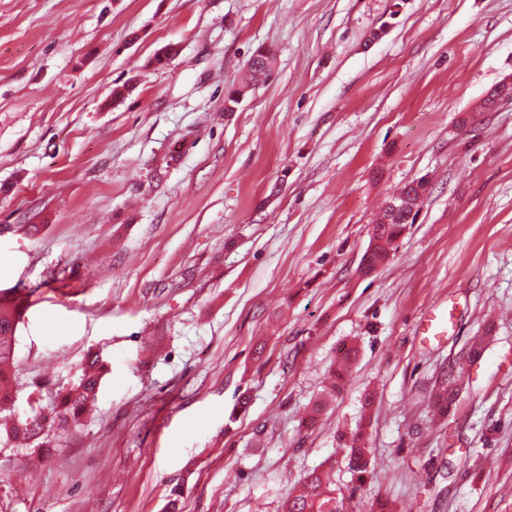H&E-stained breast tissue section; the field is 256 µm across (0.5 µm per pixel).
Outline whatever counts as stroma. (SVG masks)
<instances>
[{"label":"stroma","mask_w":512,"mask_h":512,"mask_svg":"<svg viewBox=\"0 0 512 512\" xmlns=\"http://www.w3.org/2000/svg\"><path fill=\"white\" fill-rule=\"evenodd\" d=\"M260 46L269 80L225 111ZM509 74L512 0H0L14 412L37 390L52 415L89 353L109 366L52 447L0 442V512H281L323 463L355 512H512V105L479 109ZM368 393L359 481L342 437ZM418 179L424 180L425 182H421ZM415 183H417V187H415ZM419 189L422 190V195L428 193L429 183L424 177L416 178L408 182L400 189L397 195H394L397 199L407 204L400 212L399 210L402 205L399 200L393 198L388 202L389 211L386 209L382 219L379 220L383 222L374 225L371 242L363 258L367 272L373 271L378 264L389 257L390 251L394 249V243L402 235L406 224L413 223L416 214L412 216L409 222L407 219L412 212V206L415 205L414 202L420 196ZM389 212L397 215L390 216ZM373 241H375L374 245ZM457 396L458 390L452 386L450 380L437 386L432 394V401L434 406L438 409L436 413L439 417L445 416L455 402Z\"/></svg>","instance_id":"35a3bbf8"}]
</instances>
